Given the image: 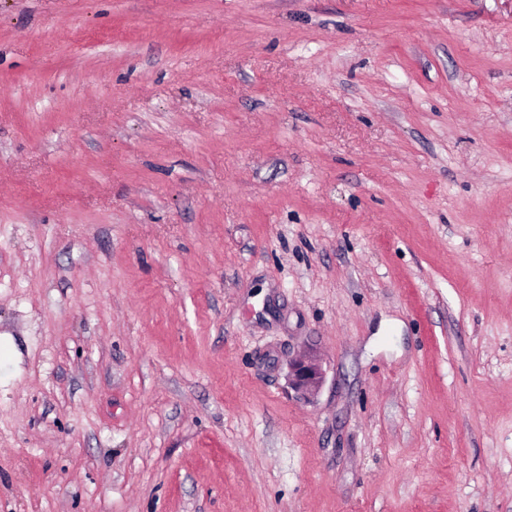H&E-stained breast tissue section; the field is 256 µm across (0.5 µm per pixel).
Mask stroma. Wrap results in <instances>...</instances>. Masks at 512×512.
Segmentation results:
<instances>
[{
  "label": "stroma",
  "instance_id": "obj_1",
  "mask_svg": "<svg viewBox=\"0 0 512 512\" xmlns=\"http://www.w3.org/2000/svg\"><path fill=\"white\" fill-rule=\"evenodd\" d=\"M0 512H512V0H0ZM289 381L298 392L311 394L322 386L324 373L317 361L307 356L291 364Z\"/></svg>",
  "mask_w": 512,
  "mask_h": 512
}]
</instances>
